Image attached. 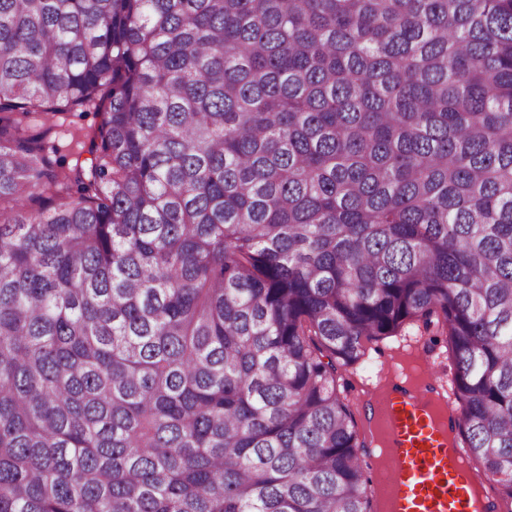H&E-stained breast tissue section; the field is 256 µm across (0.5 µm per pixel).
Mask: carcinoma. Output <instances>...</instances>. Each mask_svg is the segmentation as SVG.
<instances>
[{
  "instance_id": "1",
  "label": "carcinoma",
  "mask_w": 512,
  "mask_h": 512,
  "mask_svg": "<svg viewBox=\"0 0 512 512\" xmlns=\"http://www.w3.org/2000/svg\"><path fill=\"white\" fill-rule=\"evenodd\" d=\"M2 200L0 512H373L410 324L512 512V0H0ZM13 117L20 120L23 126H29L30 131L50 127L46 140L49 146L53 145L56 150L55 154L50 152L51 157L58 158L70 166L79 155L80 159L90 157L87 152L90 145L88 135L100 121L93 107L77 108L57 114H35L30 118L16 113ZM404 335L406 337H404ZM437 338V342H433V339ZM419 340L416 344L421 350L425 352L427 356L431 358L433 361L435 368L441 372V367L444 365H448L451 363L450 354L448 350V345L445 341V336H435V333L429 332L424 333L423 329H417V327L408 328L404 332H402V336L387 338L378 342L373 341L368 344V353L366 362L362 364L357 369H350L349 371H342L340 383H349L352 387H350L351 396L354 398L355 395H358V388L361 384V378L373 376L375 372L380 367V365L388 358L390 350L394 347H397L400 343H405L406 341ZM424 345V346H423ZM431 353H427L426 349ZM379 349V351H375L374 349ZM356 388V391H355Z\"/></svg>"
}]
</instances>
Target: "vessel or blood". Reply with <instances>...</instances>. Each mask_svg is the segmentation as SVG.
Wrapping results in <instances>:
<instances>
[{
  "label": "vessel or blood",
  "mask_w": 512,
  "mask_h": 512,
  "mask_svg": "<svg viewBox=\"0 0 512 512\" xmlns=\"http://www.w3.org/2000/svg\"><path fill=\"white\" fill-rule=\"evenodd\" d=\"M395 376L372 407L391 458L390 512H495L482 475L463 468L448 446V425L459 409L432 400L437 385L427 369L418 368L412 380L400 370Z\"/></svg>",
  "instance_id": "obj_1"
}]
</instances>
